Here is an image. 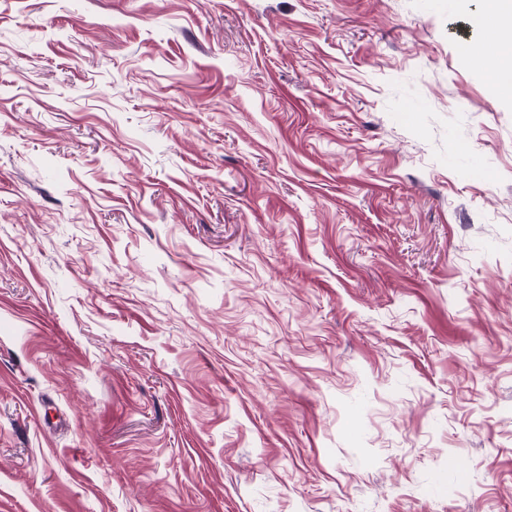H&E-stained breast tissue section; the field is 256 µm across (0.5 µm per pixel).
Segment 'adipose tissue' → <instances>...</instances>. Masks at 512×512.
Here are the masks:
<instances>
[{"label":"adipose tissue","mask_w":512,"mask_h":512,"mask_svg":"<svg viewBox=\"0 0 512 512\" xmlns=\"http://www.w3.org/2000/svg\"><path fill=\"white\" fill-rule=\"evenodd\" d=\"M481 22L486 38L472 46L470 57L487 82L512 99V0H484Z\"/></svg>","instance_id":"adipose-tissue-1"}]
</instances>
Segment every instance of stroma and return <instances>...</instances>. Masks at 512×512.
<instances>
[{"instance_id":"stroma-1","label":"stroma","mask_w":512,"mask_h":512,"mask_svg":"<svg viewBox=\"0 0 512 512\" xmlns=\"http://www.w3.org/2000/svg\"><path fill=\"white\" fill-rule=\"evenodd\" d=\"M479 10L0 0V512H512Z\"/></svg>"}]
</instances>
